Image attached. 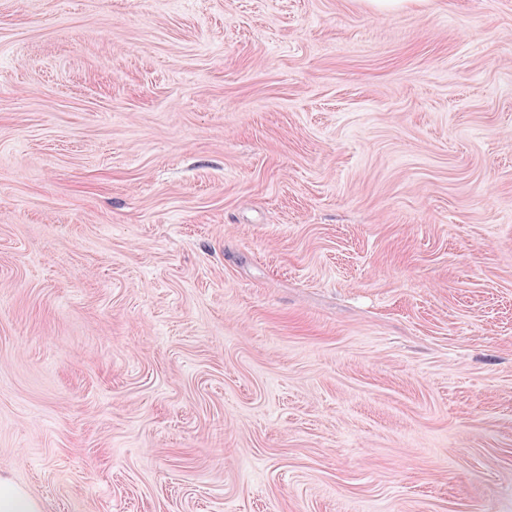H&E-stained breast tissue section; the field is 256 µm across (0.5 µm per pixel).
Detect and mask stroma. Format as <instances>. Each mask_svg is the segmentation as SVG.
<instances>
[{
	"instance_id": "1",
	"label": "stroma",
	"mask_w": 512,
	"mask_h": 512,
	"mask_svg": "<svg viewBox=\"0 0 512 512\" xmlns=\"http://www.w3.org/2000/svg\"><path fill=\"white\" fill-rule=\"evenodd\" d=\"M0 475L512 512V0H0Z\"/></svg>"
}]
</instances>
